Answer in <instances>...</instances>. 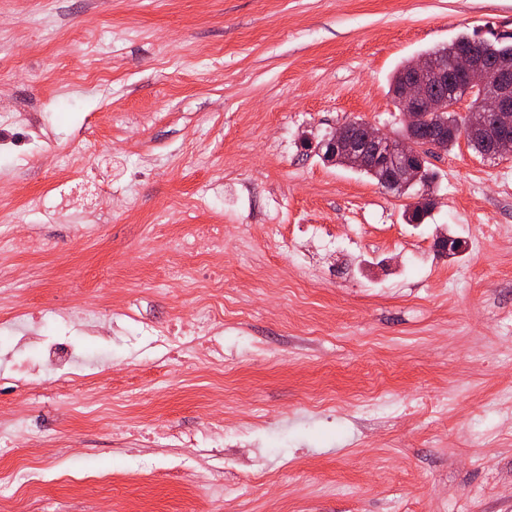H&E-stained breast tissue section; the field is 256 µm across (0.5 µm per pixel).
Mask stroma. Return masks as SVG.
I'll list each match as a JSON object with an SVG mask.
<instances>
[{"instance_id":"35a3bbf8","label":"stroma","mask_w":512,"mask_h":512,"mask_svg":"<svg viewBox=\"0 0 512 512\" xmlns=\"http://www.w3.org/2000/svg\"><path fill=\"white\" fill-rule=\"evenodd\" d=\"M505 32L512 0H0V110L37 120L25 154L0 153V238L41 245L0 254L28 313L19 331L0 309V397L51 442L0 452L40 464L11 512H111L133 487L145 512H512V155L462 137L429 155L434 202L413 225L412 197L316 148L352 120L398 132V67ZM67 170L81 180L61 200ZM30 194L54 212L12 215ZM165 208L225 227L223 371L177 367L155 332L212 295L190 255L187 283L143 291L171 259ZM312 224L358 230L351 257ZM99 288L109 312L82 305ZM55 339L111 418L59 399ZM219 385L216 440L201 430Z\"/></svg>"}]
</instances>
